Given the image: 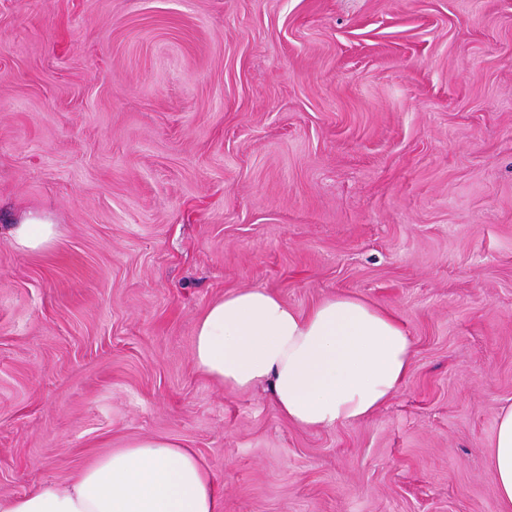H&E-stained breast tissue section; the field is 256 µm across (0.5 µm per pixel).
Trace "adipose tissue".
<instances>
[{
    "instance_id": "ef3b65f1",
    "label": "adipose tissue",
    "mask_w": 512,
    "mask_h": 512,
    "mask_svg": "<svg viewBox=\"0 0 512 512\" xmlns=\"http://www.w3.org/2000/svg\"><path fill=\"white\" fill-rule=\"evenodd\" d=\"M56 236L37 213L10 228L15 246L39 251ZM412 341L390 310L354 294L307 310L265 288L236 290L198 317L195 370L233 391L268 386L280 414L296 426L328 429L366 419L409 375ZM491 476L500 512H512V405L498 413ZM207 462L181 441L150 437L91 461L67 486L43 484L0 496V512H223Z\"/></svg>"
}]
</instances>
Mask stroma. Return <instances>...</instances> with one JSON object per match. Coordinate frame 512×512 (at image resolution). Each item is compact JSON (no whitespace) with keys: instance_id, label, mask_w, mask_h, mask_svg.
<instances>
[{"instance_id":"35a3bbf8","label":"stroma","mask_w":512,"mask_h":512,"mask_svg":"<svg viewBox=\"0 0 512 512\" xmlns=\"http://www.w3.org/2000/svg\"><path fill=\"white\" fill-rule=\"evenodd\" d=\"M254 287L390 309L408 378L328 430L211 382ZM506 404L512 0H0L1 496L167 436L224 512H499ZM9 234L17 248L32 252L48 246L56 237V229L48 218L28 212L14 219Z\"/></svg>"}]
</instances>
